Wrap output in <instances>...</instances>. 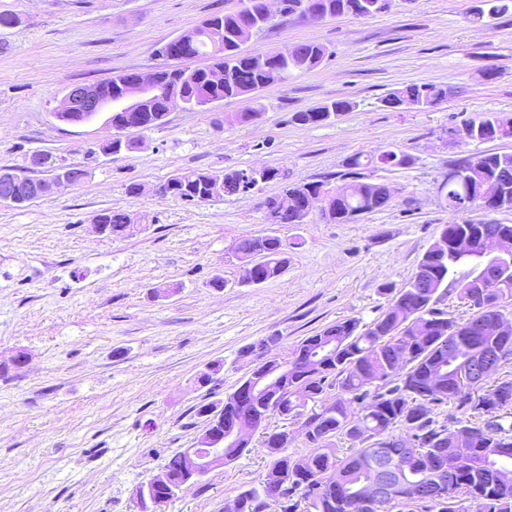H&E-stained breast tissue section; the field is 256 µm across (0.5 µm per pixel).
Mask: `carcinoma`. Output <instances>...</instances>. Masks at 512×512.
Listing matches in <instances>:
<instances>
[{
  "instance_id": "carcinoma-1",
  "label": "carcinoma",
  "mask_w": 512,
  "mask_h": 512,
  "mask_svg": "<svg viewBox=\"0 0 512 512\" xmlns=\"http://www.w3.org/2000/svg\"><path fill=\"white\" fill-rule=\"evenodd\" d=\"M369 0H317L328 18L343 15L373 16L375 10L363 8ZM257 10V0H238L236 10L215 15L195 28L196 41L186 46L187 52L206 56L211 64L190 69L179 60L157 73L160 94L138 113L143 130L157 126L156 113L171 96L204 106L227 98L259 101L260 91L282 83L299 70H311L328 56V48L318 42L299 44L289 66L273 62L275 51L265 52V65L244 49L251 34L241 30L240 23ZM505 0H481L469 20L476 24L506 14ZM130 72L119 73L100 82L105 94L119 95ZM447 97V89L434 83L410 84L395 89L382 99L390 109L433 107ZM349 100H338L307 111L295 112L290 122L310 125L326 122L350 110ZM497 116L485 113L469 120L473 141L484 143L500 138ZM412 158L394 150L378 155H356L348 166L353 168L402 167ZM458 168L472 171L465 182L440 183L438 192L448 210L458 212V201L467 196L469 210L486 213L512 210V153H483L463 160ZM16 186L20 195L29 184L41 185L45 196L52 194L55 181L51 171L39 177L27 176ZM162 196H172L195 204L214 198L243 194L237 171L213 174L202 170H185L171 175L157 189ZM300 194L308 210L283 214L277 208L278 196H268L262 206L269 224H306L314 212L330 224H350L360 216L383 209L390 200L388 186L381 182H345L335 188L321 181L287 185L283 193ZM112 225V236L123 238L134 232L129 214L121 210L101 213ZM479 231L489 245L500 234L512 237V224L494 220L445 224L447 235ZM234 252L240 262L241 282H268L288 269V241L276 234H260L240 239ZM421 255L416 269L395 293L383 314L370 324L348 318L331 324L302 340V348L313 351L322 346L321 357L288 363V398L272 391L243 401L236 416L244 437L251 436L253 415L269 404H283L288 411L302 415L313 402L319 409L303 423L313 436L312 451L294 459L285 451L288 443L283 433L272 430L265 435L272 462L265 479L286 482V500L279 502L278 512H361V488L369 476V468L378 448L386 450L395 462L403 481L420 484L433 491L431 499L411 504L396 501L385 512H512V430L501 418L512 415L511 408L500 407L503 399H512V377H489L479 385L458 388V373L479 352L497 355L498 368L512 365V336H487L478 325L481 309L486 307L512 317V265L493 260L478 252L459 251L448 254L440 265ZM472 310V315L459 322L439 308L448 287ZM428 406L452 404L461 410L453 427L438 425L430 412H421L414 401ZM359 405L357 415L348 409ZM344 435L362 444L348 455L338 458L325 452L330 441ZM463 457L451 486L438 490L441 476L439 460ZM185 453L170 456L163 468L174 478L183 477ZM461 491L470 495L474 506L462 507L455 499ZM270 502L264 485L242 488L224 503L222 512H265Z\"/></svg>"
}]
</instances>
